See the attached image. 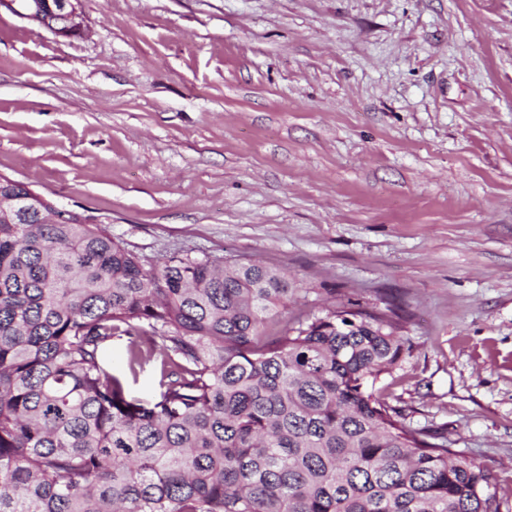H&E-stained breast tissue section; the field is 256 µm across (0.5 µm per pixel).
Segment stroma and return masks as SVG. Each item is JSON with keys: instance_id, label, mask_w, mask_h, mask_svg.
I'll return each mask as SVG.
<instances>
[{"instance_id": "1", "label": "stroma", "mask_w": 512, "mask_h": 512, "mask_svg": "<svg viewBox=\"0 0 512 512\" xmlns=\"http://www.w3.org/2000/svg\"><path fill=\"white\" fill-rule=\"evenodd\" d=\"M0 8V176L135 253L287 273L268 335L395 307L376 392L512 512V0H78ZM15 10L28 19L49 24L57 34L66 35L72 31L82 30L75 1L72 0H8ZM35 2V3H34Z\"/></svg>"}]
</instances>
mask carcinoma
Segmentation results:
<instances>
[{
	"instance_id": "obj_1",
	"label": "carcinoma",
	"mask_w": 512,
	"mask_h": 512,
	"mask_svg": "<svg viewBox=\"0 0 512 512\" xmlns=\"http://www.w3.org/2000/svg\"><path fill=\"white\" fill-rule=\"evenodd\" d=\"M292 295L259 262L152 263L100 224L1 218L0 512H500L490 470L376 395L399 313L265 335ZM114 339L151 398L114 374Z\"/></svg>"
}]
</instances>
